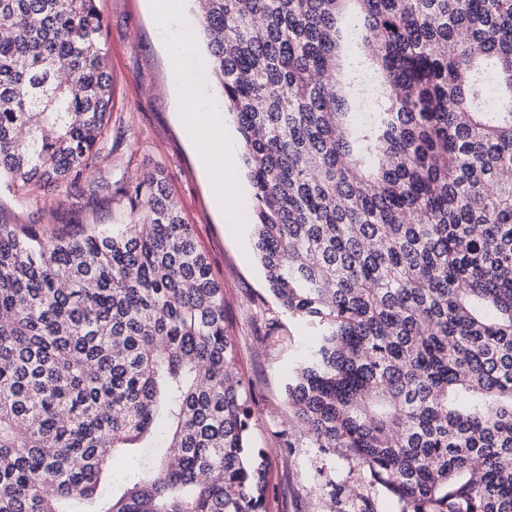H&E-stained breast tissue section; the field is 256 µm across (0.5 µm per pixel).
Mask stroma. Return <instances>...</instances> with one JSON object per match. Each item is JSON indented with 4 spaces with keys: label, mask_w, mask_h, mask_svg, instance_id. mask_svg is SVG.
Here are the masks:
<instances>
[{
    "label": "stroma",
    "mask_w": 512,
    "mask_h": 512,
    "mask_svg": "<svg viewBox=\"0 0 512 512\" xmlns=\"http://www.w3.org/2000/svg\"><path fill=\"white\" fill-rule=\"evenodd\" d=\"M105 24V50L112 75V115L97 165L86 183L132 182L160 169L186 223L224 288V313L236 347L237 371L253 410L249 445L263 449L268 494L266 512H401L397 498L376 484L342 448H317L294 422L287 386L314 333L288 315L269 290L253 249L252 218L225 223L217 210L198 155L188 140L184 113L197 117L224 109L214 85L195 15L181 4L179 20L165 22L151 0H97ZM200 85L198 99L181 109L174 91L173 49ZM0 213L15 224L40 220L44 233L70 221L71 231L88 224H126L118 201L74 199L54 192L38 199L0 193Z\"/></svg>",
    "instance_id": "stroma-1"
}]
</instances>
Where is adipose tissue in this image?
Returning a JSON list of instances; mask_svg holds the SVG:
<instances>
[{
  "mask_svg": "<svg viewBox=\"0 0 512 512\" xmlns=\"http://www.w3.org/2000/svg\"><path fill=\"white\" fill-rule=\"evenodd\" d=\"M237 153L234 142L220 134H212L201 153L202 164L208 174L215 203L222 207L228 221H237L246 208L245 198L239 193L234 178L233 159Z\"/></svg>",
  "mask_w": 512,
  "mask_h": 512,
  "instance_id": "ef3b65f1",
  "label": "adipose tissue"
}]
</instances>
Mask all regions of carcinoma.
Masks as SVG:
<instances>
[{"label":"carcinoma","mask_w":512,"mask_h":512,"mask_svg":"<svg viewBox=\"0 0 512 512\" xmlns=\"http://www.w3.org/2000/svg\"><path fill=\"white\" fill-rule=\"evenodd\" d=\"M201 2L254 249L318 331L301 433L403 512H512V0ZM0 17V187H74L112 114L96 0ZM103 190L130 223L0 219V512H265L224 289L168 176ZM134 448L161 459L117 487Z\"/></svg>","instance_id":"obj_1"}]
</instances>
